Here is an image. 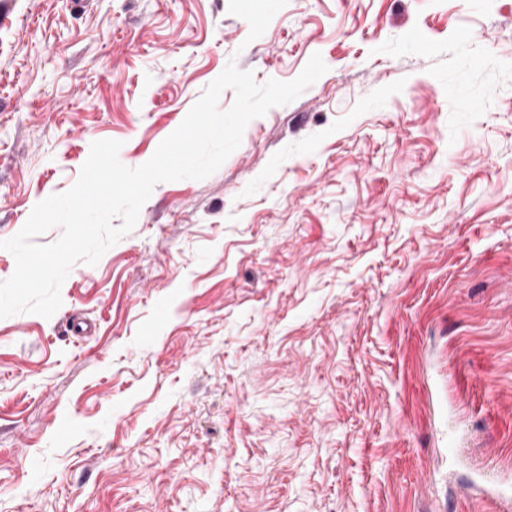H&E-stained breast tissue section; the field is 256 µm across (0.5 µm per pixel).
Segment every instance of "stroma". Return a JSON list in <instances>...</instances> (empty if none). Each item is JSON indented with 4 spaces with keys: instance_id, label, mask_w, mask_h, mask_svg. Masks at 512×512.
I'll return each instance as SVG.
<instances>
[{
    "instance_id": "stroma-1",
    "label": "stroma",
    "mask_w": 512,
    "mask_h": 512,
    "mask_svg": "<svg viewBox=\"0 0 512 512\" xmlns=\"http://www.w3.org/2000/svg\"><path fill=\"white\" fill-rule=\"evenodd\" d=\"M0 0V240L226 67L327 72L0 319V512H499L512 0ZM72 424L56 431L59 420Z\"/></svg>"
}]
</instances>
